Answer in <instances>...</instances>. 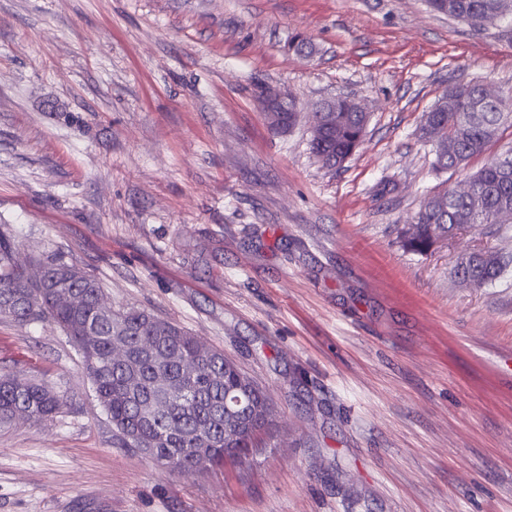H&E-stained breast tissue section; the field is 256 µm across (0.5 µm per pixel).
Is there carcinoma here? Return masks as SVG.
Instances as JSON below:
<instances>
[{"mask_svg": "<svg viewBox=\"0 0 512 512\" xmlns=\"http://www.w3.org/2000/svg\"><path fill=\"white\" fill-rule=\"evenodd\" d=\"M430 7L474 26L512 18V0H428ZM359 101L336 100L311 132L310 149L327 168L341 165L361 144L369 115ZM512 126V94H493L459 83L423 114L421 131L441 135L438 171L458 169L483 154L500 130ZM471 194L444 190L427 198L403 246L427 253L463 224H500L512 217V148L469 175ZM509 262L496 252L460 259L457 272L480 287L499 278ZM98 279L62 260L31 264L0 234V317L18 323L49 320L75 342L86 377L109 416L121 448H149L150 457L183 476L224 461L249 459L259 436L276 428L277 411L265 390L244 375L224 351L207 347L179 325L134 306L106 310ZM128 358L112 360L113 347ZM63 399L48 386L15 372L0 374V427L43 421L61 412Z\"/></svg>", "mask_w": 512, "mask_h": 512, "instance_id": "carcinoma-1", "label": "carcinoma"}]
</instances>
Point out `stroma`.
<instances>
[{
  "label": "stroma",
  "instance_id": "stroma-1",
  "mask_svg": "<svg viewBox=\"0 0 512 512\" xmlns=\"http://www.w3.org/2000/svg\"><path fill=\"white\" fill-rule=\"evenodd\" d=\"M467 82L512 90V23L426 0H0V232L223 350L282 422L248 465L170 472L117 446L60 328L0 318V370L65 401L0 428V512H512V274H456L512 257V224L402 246L425 197L512 148L509 128L433 169L421 116ZM267 84L354 97L362 147L323 167L306 118L270 130ZM483 255H466L457 267V272L463 278V281H469L475 287L491 282L499 278L507 266L509 261L496 252L491 250L479 251Z\"/></svg>",
  "mask_w": 512,
  "mask_h": 512
}]
</instances>
